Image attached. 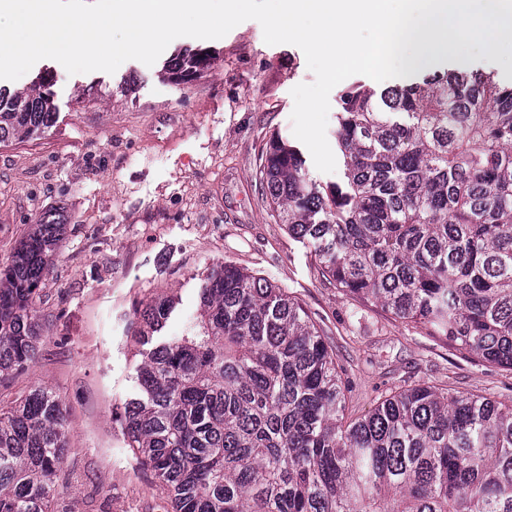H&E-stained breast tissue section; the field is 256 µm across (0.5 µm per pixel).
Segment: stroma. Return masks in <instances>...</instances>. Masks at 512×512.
Listing matches in <instances>:
<instances>
[{"label":"stroma","mask_w":512,"mask_h":512,"mask_svg":"<svg viewBox=\"0 0 512 512\" xmlns=\"http://www.w3.org/2000/svg\"><path fill=\"white\" fill-rule=\"evenodd\" d=\"M207 49L210 70L178 83L164 73L183 49ZM55 117L36 140L0 145V265L32 225L63 239L40 285L45 337L24 371L0 377V399L53 390L68 448L53 512H173L128 448L117 417L139 391L134 308L173 292L165 333L182 332L211 269L243 267L296 296L324 329L349 415L392 391L428 385L512 402V370L484 362L380 307L327 284L304 247L258 199L257 157L272 133L293 139L291 90L310 83L300 48L269 45L247 20L216 40L179 37L153 65L68 74L55 60ZM430 71H486L512 83V56L479 47L442 55Z\"/></svg>","instance_id":"obj_1"}]
</instances>
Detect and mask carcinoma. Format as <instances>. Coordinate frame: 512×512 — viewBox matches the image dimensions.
I'll return each instance as SVG.
<instances>
[{"mask_svg":"<svg viewBox=\"0 0 512 512\" xmlns=\"http://www.w3.org/2000/svg\"><path fill=\"white\" fill-rule=\"evenodd\" d=\"M209 58L172 66L196 80ZM50 73L0 88V145L50 126ZM343 181L312 178L279 136L257 190L322 278L359 302L512 370V85L447 70L341 97ZM59 224H35L0 266V375L44 335L39 283ZM173 296L138 303L140 394L127 446L174 512H512V403L432 386L395 391L345 420L336 359L306 309L269 279L214 269L178 336ZM67 449L65 408L36 386L0 402V512H52Z\"/></svg>","mask_w":512,"mask_h":512,"instance_id":"obj_1","label":"carcinoma"}]
</instances>
